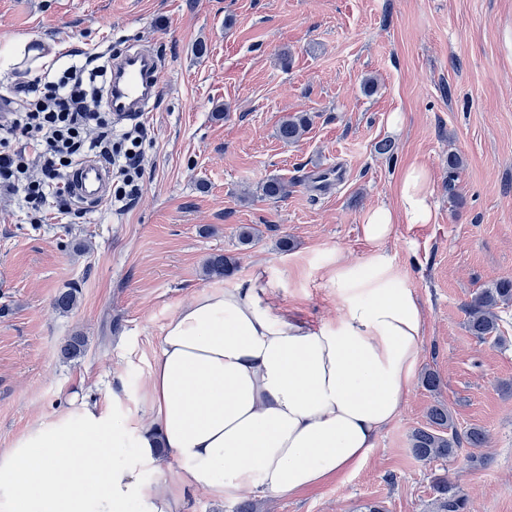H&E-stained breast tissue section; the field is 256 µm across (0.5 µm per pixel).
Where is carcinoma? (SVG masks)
<instances>
[{"label":"carcinoma","instance_id":"carcinoma-1","mask_svg":"<svg viewBox=\"0 0 512 512\" xmlns=\"http://www.w3.org/2000/svg\"><path fill=\"white\" fill-rule=\"evenodd\" d=\"M310 116L301 114L282 120L278 127L281 140L293 143L298 141L309 127ZM262 193L270 199H278L288 193V183L278 178H271L262 185ZM236 261L222 254L212 256L204 266V276L209 280H221L233 274ZM81 289L72 285L58 293L54 305L62 312L72 310L80 297ZM512 304V278L505 277L493 285L475 292L464 303L467 331L481 341L489 338L501 339L499 335V316L497 309ZM86 351L85 337L78 334L60 349L65 359H74ZM487 443L486 433L478 428L459 431L454 423L448 405L438 403L430 408L426 425L413 430L410 447L413 456L421 461L446 460L455 456L463 448H482ZM436 497L433 502L434 512H465L466 497L460 495L456 488L448 484L445 478L435 481Z\"/></svg>","mask_w":512,"mask_h":512}]
</instances>
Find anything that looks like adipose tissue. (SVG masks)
<instances>
[{"label":"adipose tissue","instance_id":"adipose-tissue-1","mask_svg":"<svg viewBox=\"0 0 512 512\" xmlns=\"http://www.w3.org/2000/svg\"><path fill=\"white\" fill-rule=\"evenodd\" d=\"M398 209L363 216L366 240L433 220L427 169L409 166ZM342 312L312 324L248 286L198 292L166 323L146 385L128 408L81 403L0 457L12 512H184L188 493L295 495L356 470L400 414L425 318L380 253L329 273ZM177 464L146 486L144 470Z\"/></svg>","mask_w":512,"mask_h":512}]
</instances>
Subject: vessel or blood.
Returning <instances> with one entry per match:
<instances>
[{
    "mask_svg": "<svg viewBox=\"0 0 512 512\" xmlns=\"http://www.w3.org/2000/svg\"><path fill=\"white\" fill-rule=\"evenodd\" d=\"M161 89L160 69L154 57L145 51L126 53L113 66L108 91V106L115 118L123 119L146 111ZM73 199L88 208L107 199L112 181L111 170L95 159H87L72 169L68 178Z\"/></svg>",
    "mask_w": 512,
    "mask_h": 512,
    "instance_id": "b4317fda",
    "label": "vessel or blood"
}]
</instances>
